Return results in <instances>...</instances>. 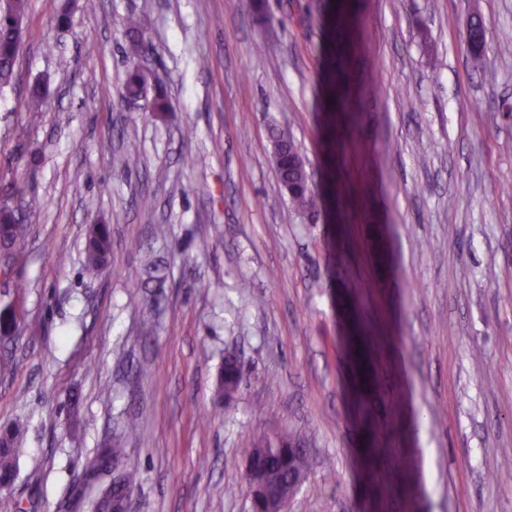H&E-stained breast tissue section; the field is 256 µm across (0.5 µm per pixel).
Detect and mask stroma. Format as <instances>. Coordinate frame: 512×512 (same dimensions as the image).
<instances>
[{
  "instance_id": "stroma-1",
  "label": "stroma",
  "mask_w": 512,
  "mask_h": 512,
  "mask_svg": "<svg viewBox=\"0 0 512 512\" xmlns=\"http://www.w3.org/2000/svg\"><path fill=\"white\" fill-rule=\"evenodd\" d=\"M345 4L342 108L331 0H28L0 92V194L23 187L29 225L0 276L19 319L0 338V428L21 429L0 512H72L130 419L131 512H252L246 444L281 428L309 441L288 512H512L496 477L512 452V0ZM131 16L161 118L120 97ZM278 128L325 194L318 223L277 178ZM91 224L112 232L95 275ZM145 249L169 266L153 317Z\"/></svg>"
}]
</instances>
